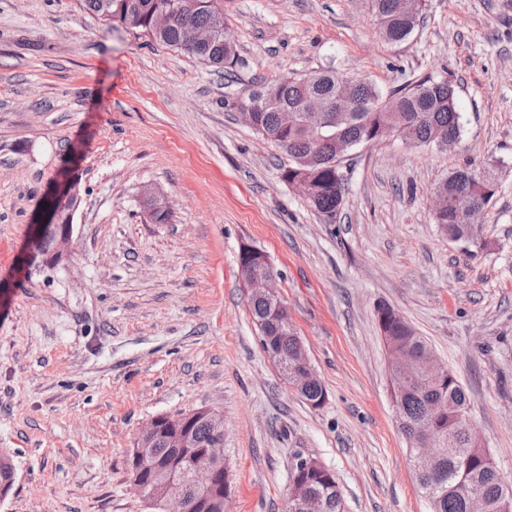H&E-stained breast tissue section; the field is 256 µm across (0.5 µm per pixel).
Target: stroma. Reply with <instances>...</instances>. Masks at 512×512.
Returning a JSON list of instances; mask_svg holds the SVG:
<instances>
[{
    "label": "stroma",
    "mask_w": 512,
    "mask_h": 512,
    "mask_svg": "<svg viewBox=\"0 0 512 512\" xmlns=\"http://www.w3.org/2000/svg\"><path fill=\"white\" fill-rule=\"evenodd\" d=\"M238 61L217 72L79 0H0V512H148L126 455L153 417L224 415L228 512H284L295 452L336 476L346 512H432L398 430L377 308L457 376L512 480V0H426L386 42L372 0H224ZM327 68L390 94L456 90L451 149L392 135L348 151L326 217L281 178L288 158L239 115L254 86ZM495 161L475 254L439 233L433 187ZM81 180L69 259L21 268L64 170ZM152 188L173 208L153 223ZM263 251L327 397L268 361L238 275Z\"/></svg>",
    "instance_id": "obj_1"
}]
</instances>
